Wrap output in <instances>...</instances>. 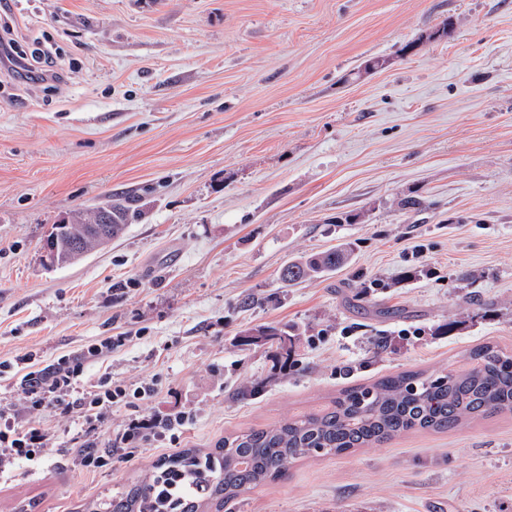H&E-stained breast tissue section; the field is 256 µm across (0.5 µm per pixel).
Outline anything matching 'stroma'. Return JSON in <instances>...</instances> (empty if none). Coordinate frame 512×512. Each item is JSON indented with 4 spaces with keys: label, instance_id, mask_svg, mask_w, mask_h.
<instances>
[{
    "label": "stroma",
    "instance_id": "35a3bbf8",
    "mask_svg": "<svg viewBox=\"0 0 512 512\" xmlns=\"http://www.w3.org/2000/svg\"><path fill=\"white\" fill-rule=\"evenodd\" d=\"M0 39L60 74L0 63V404L51 438L0 474V512H83L340 389L512 354V0H0ZM111 196L123 235L48 266L53 224ZM338 243L337 272L280 282ZM255 325L287 328L288 357L240 345ZM109 336L86 382H155L140 413L196 415L178 442L121 447L125 406L88 433L24 403L22 356ZM109 437L110 469L73 459ZM224 512H512V415L296 462Z\"/></svg>",
    "mask_w": 512,
    "mask_h": 512
}]
</instances>
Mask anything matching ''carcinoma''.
Instances as JSON below:
<instances>
[{
    "label": "carcinoma",
    "instance_id": "cac0c4a2",
    "mask_svg": "<svg viewBox=\"0 0 512 512\" xmlns=\"http://www.w3.org/2000/svg\"><path fill=\"white\" fill-rule=\"evenodd\" d=\"M112 236L125 229L126 209L108 200ZM98 211L78 213L73 223L53 226L48 241L66 258ZM353 248L341 243L319 254L288 262L282 280L292 286L323 277L350 262ZM243 345L292 342L274 326L250 329ZM470 366L438 376L408 371L370 385L340 390L323 410L262 428L232 433L202 452L185 448L160 460L142 478L112 492L91 512H209L279 478L305 458L337 456L369 448L412 431L444 432L490 412L512 413V356L488 343L471 350Z\"/></svg>",
    "mask_w": 512,
    "mask_h": 512
}]
</instances>
